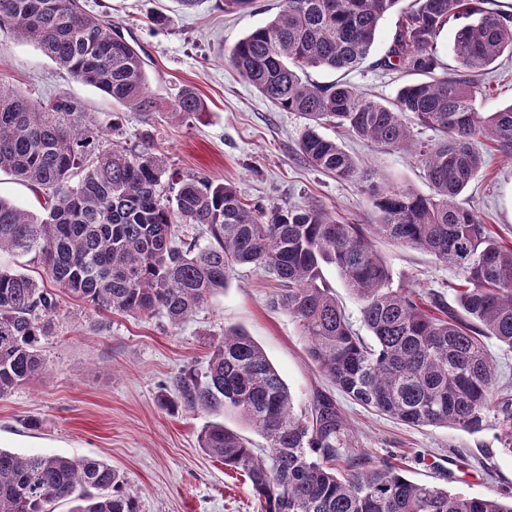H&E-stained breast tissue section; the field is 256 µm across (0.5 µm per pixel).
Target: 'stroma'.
<instances>
[{"instance_id":"1","label":"stroma","mask_w":512,"mask_h":512,"mask_svg":"<svg viewBox=\"0 0 512 512\" xmlns=\"http://www.w3.org/2000/svg\"><path fill=\"white\" fill-rule=\"evenodd\" d=\"M86 10L120 27L139 46L147 87L156 102L151 115L118 106L99 90L59 69L33 43L0 28V82L32 102L64 93L100 121L120 115L123 136L135 142L151 129L169 169L198 172L233 184L247 203L262 206L317 205L352 224H368L372 212L357 180H340L313 169L299 149L306 120L263 97L228 64L227 52L268 22L281 0H255L252 9L228 13L224 0H200L191 10L175 0H83ZM168 17L165 25L150 22ZM397 13L381 21L373 51L353 71L319 69L320 83L345 80L391 100L411 77L375 67L386 51ZM476 105L493 112L512 105V56H502L477 78ZM196 90L207 110L196 118H170L184 88ZM360 171L379 181L399 182L427 195L431 187L409 150L366 143L327 125ZM477 146L485 166L460 201L472 208L502 242L512 245V157L486 141ZM377 248L395 284L442 294L455 304L464 283L461 270L430 254L381 240ZM275 284L263 271L237 268L223 292L180 326L161 317L113 314L64 297L41 341L47 369L41 378L0 395V448L19 454L94 456L118 469L138 493L140 512H258L248 481L205 455L197 435L212 422L251 438L233 412L178 407L159 401L183 368L204 370L213 341L224 330L244 331L265 351L287 384L296 410L314 395H330L350 430L351 446L370 463L388 462L414 481L435 483L474 496L512 492V454L495 426L479 432L457 427H412L357 404L339 392L311 361L308 341L285 311L269 299Z\"/></svg>"}]
</instances>
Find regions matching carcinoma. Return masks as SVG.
<instances>
[{
	"instance_id": "1",
	"label": "carcinoma",
	"mask_w": 512,
	"mask_h": 512,
	"mask_svg": "<svg viewBox=\"0 0 512 512\" xmlns=\"http://www.w3.org/2000/svg\"><path fill=\"white\" fill-rule=\"evenodd\" d=\"M401 0H284L280 12L242 38L228 62L262 96L310 126L300 141L306 162L338 179L367 182L372 224H349L318 206L262 207L200 173L168 171L150 131L127 146L117 113L101 124L61 94L33 104L0 85V171L28 182L44 204L30 213L0 196V253L35 254L46 286L0 265V394L46 370L40 343L60 295L96 309L159 315L175 327L224 289L230 272L251 265L277 284L270 300L302 328L320 372L357 403L412 426L482 430L497 416L512 453V395L497 384L483 338L512 349V245L493 235L459 196L483 169L477 138L512 155V104L475 106L476 76L512 54V13L489 0H415L401 10L392 43L376 66L423 80L392 101L339 82L316 83L312 68L349 71L368 56L380 21ZM35 44L78 80L146 114L154 111L137 50L81 0H0V23ZM456 23L457 67L439 74L438 39ZM206 111L191 88L172 114ZM332 122L371 144L412 148L431 194L368 181L354 158L318 127ZM437 139L413 147L409 123ZM197 224L207 243L180 228ZM424 251L463 271L458 308L444 297L393 286L376 241ZM336 267L361 304L367 343L347 320L323 277ZM176 408L232 410L267 442L262 455L241 435L212 423L198 447L249 481L260 512H512L497 498L416 483L402 469L360 459L339 463L346 424L327 396L294 411L287 385L245 332L224 331L206 369L173 379ZM139 512L119 470L93 456L19 455L0 449V512Z\"/></svg>"
}]
</instances>
